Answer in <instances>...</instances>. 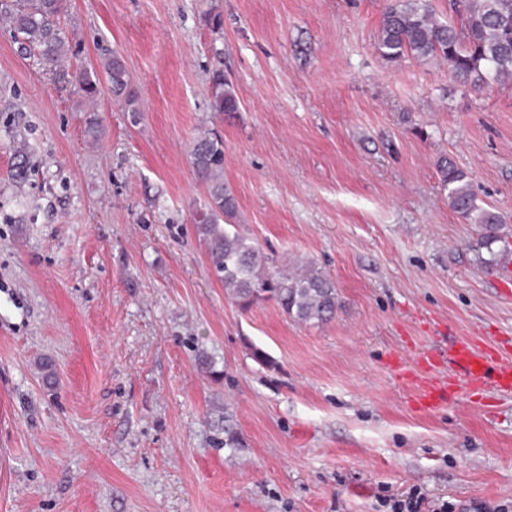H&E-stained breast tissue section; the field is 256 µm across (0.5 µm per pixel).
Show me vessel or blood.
I'll return each mask as SVG.
<instances>
[{"instance_id": "vessel-or-blood-1", "label": "vessel or blood", "mask_w": 512, "mask_h": 512, "mask_svg": "<svg viewBox=\"0 0 512 512\" xmlns=\"http://www.w3.org/2000/svg\"><path fill=\"white\" fill-rule=\"evenodd\" d=\"M448 360L460 367V375L440 374V366ZM398 377L411 389L417 412L426 415L439 409L451 394L468 399L489 389L512 393V341L485 336L476 344L456 343L448 354L422 352L414 367L401 370Z\"/></svg>"}]
</instances>
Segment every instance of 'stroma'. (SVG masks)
Returning <instances> with one entry per match:
<instances>
[{"label":"stroma","mask_w":512,"mask_h":512,"mask_svg":"<svg viewBox=\"0 0 512 512\" xmlns=\"http://www.w3.org/2000/svg\"><path fill=\"white\" fill-rule=\"evenodd\" d=\"M386 4L69 0L63 79L0 19V512H389L413 490L512 512V393L422 416L391 370L512 336L480 264L512 253V82L382 60ZM111 53L134 105L78 91ZM217 69L237 112L211 109ZM208 130L240 231L329 274L331 321L240 311L212 276L190 160ZM443 156L500 214L492 247L452 210Z\"/></svg>","instance_id":"35a3bbf8"}]
</instances>
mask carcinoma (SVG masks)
Segmentation results:
<instances>
[{
	"mask_svg": "<svg viewBox=\"0 0 512 512\" xmlns=\"http://www.w3.org/2000/svg\"><path fill=\"white\" fill-rule=\"evenodd\" d=\"M67 0H9L0 14L8 16L14 39L23 52L37 51L60 76H65L71 50L58 25ZM461 26L437 19L431 0H388L376 49L389 63L411 56L448 64L457 84L480 90L512 77V0H450ZM103 71L112 95L134 102L127 71L119 57L106 58ZM89 98L98 93V76H78ZM211 106L219 114L239 111L232 84L218 69L211 77ZM191 164L206 184L207 204L196 219L216 278L242 310L258 301H272L283 314L304 324H323L336 314L333 280L309 264L293 272H272L274 258L229 223L237 211L236 197L224 183V142L201 137L191 148ZM451 208L466 222L480 224L486 245L501 240L500 216L477 204L468 176L444 157L439 164ZM224 447L236 450L243 441L229 417H224Z\"/></svg>",
	"mask_w": 512,
	"mask_h": 512,
	"instance_id": "1",
	"label": "carcinoma"
}]
</instances>
